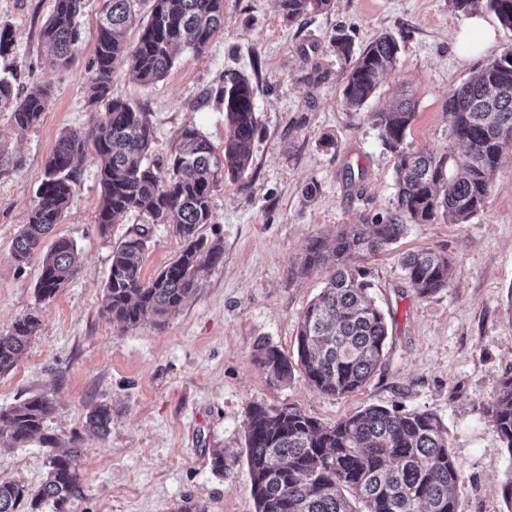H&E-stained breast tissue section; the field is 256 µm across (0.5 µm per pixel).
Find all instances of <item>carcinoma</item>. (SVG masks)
I'll use <instances>...</instances> for the list:
<instances>
[{
  "mask_svg": "<svg viewBox=\"0 0 512 512\" xmlns=\"http://www.w3.org/2000/svg\"><path fill=\"white\" fill-rule=\"evenodd\" d=\"M134 0H105L94 57L87 70L90 101L102 113L88 136L60 137L46 163L44 178L28 223L15 237L11 256L17 264L39 252L72 200L76 161L93 146L99 163L101 198L96 220L101 234L132 211L148 214L150 223L127 235L113 250L105 280L102 313L117 323L135 326L145 317L160 318L178 308L200 287L205 270L219 265L224 249L200 234L213 221L212 192L228 176L250 166L258 131L255 88L244 75L224 81L221 100L230 127L224 149L217 152L197 129L182 131L181 142L167 164L148 162L154 140L150 113L110 94L115 62L127 58L145 84L162 79L175 51L202 52L224 19V0H153L150 15L134 47L125 35L133 21ZM289 20L329 9L331 0H279ZM461 12L486 10L512 32V0H450ZM82 0H54L41 37L61 66L77 53V18ZM336 54L348 64L343 89L347 108L358 110L395 69L400 43L382 33L361 49L344 35L334 38ZM49 92L36 89L19 96L13 83L0 77V112L29 128L40 121ZM448 152H408L403 147L413 123L415 105L373 113L380 139L395 156L396 205L369 224H344L332 241L312 239L298 272L328 265L324 288L307 307L297 332V365L311 388L342 397L361 389L384 358L388 327L371 294L367 273L356 264L384 250L408 224L442 219L465 224L484 207L492 178L504 151L512 146V45L485 64L472 80L448 97ZM462 148L456 152L455 146ZM174 219L183 248L177 259L151 279L141 274L151 225ZM411 288L426 297L448 287V256L433 250L411 253L402 261ZM78 272L76 245L55 239L46 250L36 284L41 301L52 300ZM39 325L29 313L0 332V374L9 372L26 350ZM257 362L270 378L286 382L292 362L277 348L257 346ZM51 410L44 396L25 399L0 411V440L21 446L37 437L46 448L56 437L43 431ZM495 430L512 454V375L486 408ZM112 407L95 405L86 415L87 429L105 434ZM247 467L256 512H456L455 489L463 477L448 450V430L430 412H403L370 406L323 425L303 412L285 407L251 405L247 421ZM80 448L49 459L46 480L34 494L13 482L0 481V512H18L26 498L59 505L81 491Z\"/></svg>",
  "mask_w": 512,
  "mask_h": 512,
  "instance_id": "carcinoma-1",
  "label": "carcinoma"
}]
</instances>
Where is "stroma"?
I'll list each match as a JSON object with an SVG mask.
<instances>
[{
    "label": "stroma",
    "mask_w": 512,
    "mask_h": 512,
    "mask_svg": "<svg viewBox=\"0 0 512 512\" xmlns=\"http://www.w3.org/2000/svg\"><path fill=\"white\" fill-rule=\"evenodd\" d=\"M103 4L83 0L79 51L64 68L41 41L54 0H0V24L16 33L11 52L0 56V75L14 74L23 93L51 90L35 127L17 130L10 112H0V331L29 312L40 318L22 358L0 375V408L48 395L53 409L45 429L60 448L78 444L83 488L64 510L44 500L22 503L19 512H175L187 498L206 512H256L246 461L254 403L295 408L325 425L371 405L434 413L464 470L457 512H512L502 494L512 454L484 412L512 375V150L469 223L411 224L396 242L360 259L389 326L384 362L363 388L323 395L298 369L275 383L256 361L261 341L296 355L301 317L329 275L325 267L295 275L307 244L393 207L395 158L371 113L407 91L416 109L407 147L447 152L449 95L511 46L512 32L482 12L477 18L492 37L478 45L474 17L448 0H333L302 21L288 20L278 0H224V23L204 51H178L159 81L142 84L117 61L111 93L149 112L151 159L174 154L187 127L223 150L229 125L217 91L225 71L250 78L259 121L248 171L220 183L213 222L201 229L220 238L223 262L178 309L124 327L102 314V289L113 249L148 218L132 212L100 233L95 155L76 167L71 205L53 230L78 248L75 277L44 302L35 293L40 255L22 266L11 257L57 140L88 134L98 120L86 70ZM385 32L400 42L396 68L364 108L350 110L343 101L346 64L332 39L344 34L359 47ZM311 185L317 193L309 200L304 191ZM181 249L172 225H153L144 278ZM423 249L452 260L447 288L427 297L415 293L401 266L403 255ZM98 403L112 407L104 436L83 430ZM216 450L238 458L221 476L211 465ZM49 454L36 438L0 453V481L37 489Z\"/></svg>",
    "instance_id": "35a3bbf8"
}]
</instances>
